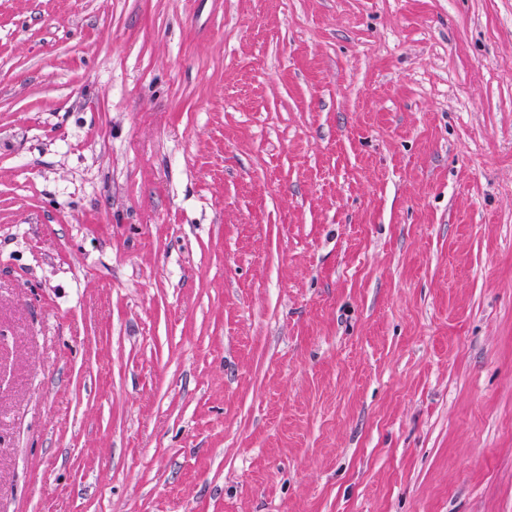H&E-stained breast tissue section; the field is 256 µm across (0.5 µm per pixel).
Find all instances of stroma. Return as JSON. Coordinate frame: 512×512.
I'll list each match as a JSON object with an SVG mask.
<instances>
[{
	"label": "stroma",
	"instance_id": "1",
	"mask_svg": "<svg viewBox=\"0 0 512 512\" xmlns=\"http://www.w3.org/2000/svg\"><path fill=\"white\" fill-rule=\"evenodd\" d=\"M0 512H512V0H0Z\"/></svg>",
	"mask_w": 512,
	"mask_h": 512
}]
</instances>
